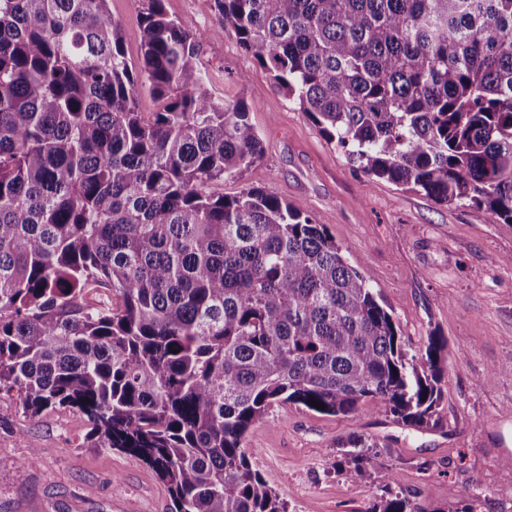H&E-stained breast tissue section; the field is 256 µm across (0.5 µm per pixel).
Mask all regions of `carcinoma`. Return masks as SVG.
<instances>
[{"label":"carcinoma","instance_id":"carcinoma-1","mask_svg":"<svg viewBox=\"0 0 512 512\" xmlns=\"http://www.w3.org/2000/svg\"><path fill=\"white\" fill-rule=\"evenodd\" d=\"M147 2L135 68L108 0H0V391L32 415L85 414L90 446L154 469L168 512H287L248 430L275 404L427 427L448 341L408 353L312 215L210 191L262 140L210 93L206 35ZM215 6L366 173L512 224V0ZM143 88L160 103L149 119ZM336 447L362 479L375 442ZM382 479L371 512H415Z\"/></svg>","mask_w":512,"mask_h":512}]
</instances>
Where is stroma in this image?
<instances>
[{
	"mask_svg": "<svg viewBox=\"0 0 512 512\" xmlns=\"http://www.w3.org/2000/svg\"><path fill=\"white\" fill-rule=\"evenodd\" d=\"M147 0H109L129 61L141 59ZM167 14L207 32L200 61L208 88L241 103L263 140L253 166L214 187L228 197L270 191L324 224L352 266L368 274L392 311L408 352L431 334L448 340L439 425L412 430L384 411L324 415L273 406L248 432L250 460L288 512H369L380 471L419 512H512V224L485 209L440 204L368 175L328 141L267 69L220 32L215 0H164ZM85 415L72 408L27 414L0 394V512H166L155 471L127 453L90 447ZM364 434L377 448L365 477L336 469L339 439ZM39 459L28 464L31 449Z\"/></svg>",
	"mask_w": 512,
	"mask_h": 512,
	"instance_id": "35a3bbf8",
	"label": "stroma"
}]
</instances>
